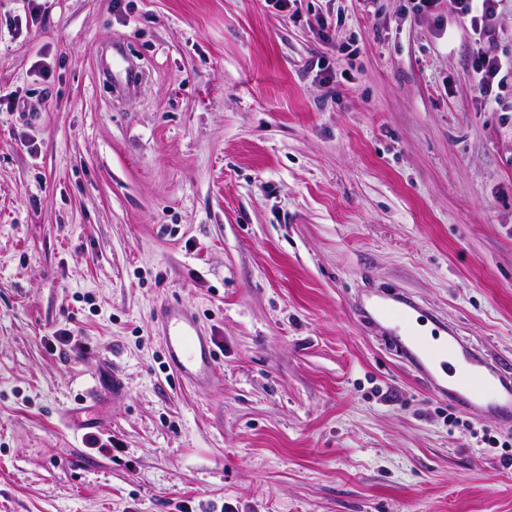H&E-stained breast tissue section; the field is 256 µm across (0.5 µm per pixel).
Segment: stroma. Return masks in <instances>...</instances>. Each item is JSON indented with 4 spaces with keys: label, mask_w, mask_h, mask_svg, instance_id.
Wrapping results in <instances>:
<instances>
[{
    "label": "stroma",
    "mask_w": 512,
    "mask_h": 512,
    "mask_svg": "<svg viewBox=\"0 0 512 512\" xmlns=\"http://www.w3.org/2000/svg\"><path fill=\"white\" fill-rule=\"evenodd\" d=\"M473 46L415 0H0V512H512L468 433L512 424L358 314L396 290L512 355V88L477 97ZM168 369L184 386L207 383L216 368L215 350L197 315L178 302H162L154 312Z\"/></svg>",
    "instance_id": "stroma-1"
}]
</instances>
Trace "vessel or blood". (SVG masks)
<instances>
[{
    "instance_id": "1",
    "label": "vessel or blood",
    "mask_w": 512,
    "mask_h": 512,
    "mask_svg": "<svg viewBox=\"0 0 512 512\" xmlns=\"http://www.w3.org/2000/svg\"><path fill=\"white\" fill-rule=\"evenodd\" d=\"M374 314L392 323L393 345L400 359H409L415 352L434 367L444 368L452 361L460 363L465 381L447 391L448 399L459 407L512 413V360L475 353L460 357L459 341L452 338L450 328L429 326L421 307L407 299H398L393 305H377ZM154 319L167 367L177 380L194 387L207 383L215 372V352L196 314L181 303L163 302L156 307Z\"/></svg>"
}]
</instances>
